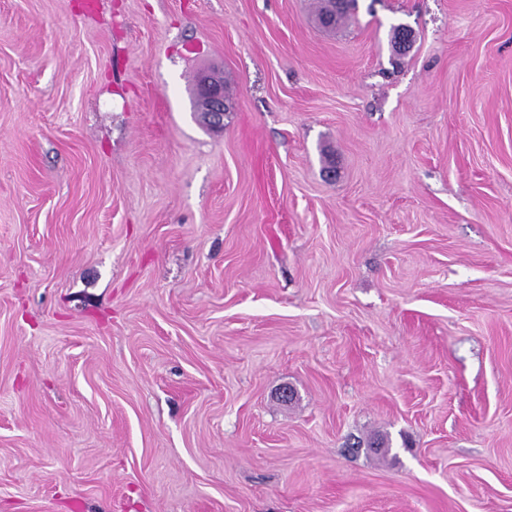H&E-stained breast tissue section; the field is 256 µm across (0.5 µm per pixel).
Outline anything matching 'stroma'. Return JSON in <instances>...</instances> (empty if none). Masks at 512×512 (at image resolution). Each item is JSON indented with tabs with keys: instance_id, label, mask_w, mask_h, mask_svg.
Returning <instances> with one entry per match:
<instances>
[{
	"instance_id": "obj_1",
	"label": "stroma",
	"mask_w": 512,
	"mask_h": 512,
	"mask_svg": "<svg viewBox=\"0 0 512 512\" xmlns=\"http://www.w3.org/2000/svg\"><path fill=\"white\" fill-rule=\"evenodd\" d=\"M317 5L0 0V512H512V0ZM356 0H320L318 19L324 26L336 27L343 23ZM197 95L207 103L209 118L213 122L224 124V112L229 111L224 98V86L214 83L206 74H201L197 82Z\"/></svg>"
}]
</instances>
